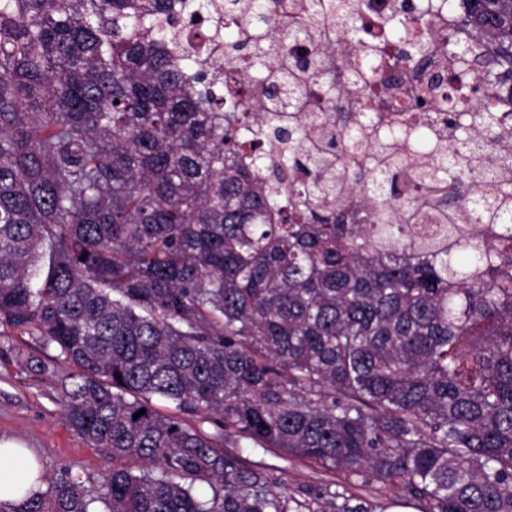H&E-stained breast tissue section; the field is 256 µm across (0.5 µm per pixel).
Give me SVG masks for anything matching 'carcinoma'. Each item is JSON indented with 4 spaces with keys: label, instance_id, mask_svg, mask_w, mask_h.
Wrapping results in <instances>:
<instances>
[{
    "label": "carcinoma",
    "instance_id": "1",
    "mask_svg": "<svg viewBox=\"0 0 512 512\" xmlns=\"http://www.w3.org/2000/svg\"><path fill=\"white\" fill-rule=\"evenodd\" d=\"M454 2L403 0L377 30L357 0H0V327L75 369L63 414L112 453L108 512H384L357 482L512 512L505 116L442 94L346 112L336 73L269 33L337 30L360 87L397 85ZM467 2L488 52L448 37L451 80L511 82L512 0ZM256 447L345 482L279 490ZM95 501L63 468L18 512Z\"/></svg>",
    "mask_w": 512,
    "mask_h": 512
}]
</instances>
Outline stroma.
Returning <instances> with one entry per match:
<instances>
[{
    "mask_svg": "<svg viewBox=\"0 0 512 512\" xmlns=\"http://www.w3.org/2000/svg\"><path fill=\"white\" fill-rule=\"evenodd\" d=\"M54 346L38 336L0 327V438L16 440L31 449L47 478L60 468L86 486L99 488L112 468L109 451L88 445L65 424L60 402L61 383L70 374L68 364L56 361ZM34 356L55 359L54 370L40 372L24 363ZM247 465L274 470L289 490L328 481L343 482L342 473L328 470L279 450L255 448L244 452Z\"/></svg>",
    "mask_w": 512,
    "mask_h": 512,
    "instance_id": "1",
    "label": "stroma"
}]
</instances>
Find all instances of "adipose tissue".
<instances>
[{
	"instance_id": "adipose-tissue-1",
	"label": "adipose tissue",
	"mask_w": 512,
	"mask_h": 512,
	"mask_svg": "<svg viewBox=\"0 0 512 512\" xmlns=\"http://www.w3.org/2000/svg\"><path fill=\"white\" fill-rule=\"evenodd\" d=\"M39 466L34 457L9 440H0V503L21 504L38 490Z\"/></svg>"
}]
</instances>
